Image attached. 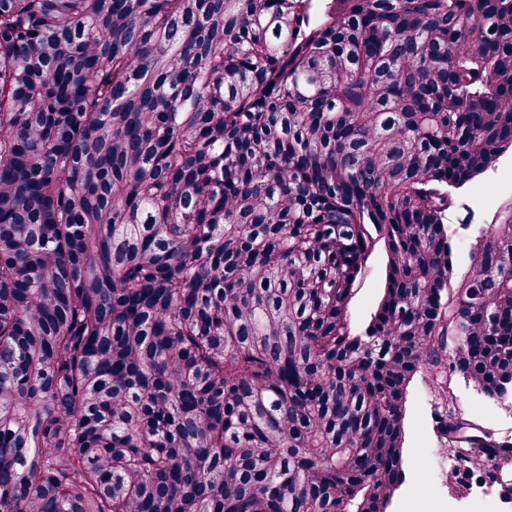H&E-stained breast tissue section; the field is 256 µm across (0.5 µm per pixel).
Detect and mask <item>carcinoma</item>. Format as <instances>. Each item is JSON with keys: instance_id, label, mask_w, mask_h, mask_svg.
<instances>
[{"instance_id": "carcinoma-1", "label": "carcinoma", "mask_w": 512, "mask_h": 512, "mask_svg": "<svg viewBox=\"0 0 512 512\" xmlns=\"http://www.w3.org/2000/svg\"><path fill=\"white\" fill-rule=\"evenodd\" d=\"M512 0H0V512H387L435 376L512 462ZM383 295L353 329L378 243ZM511 178L512 152L507 151L498 159L492 169L458 191L461 201L467 204L472 211V224H489L495 211L512 206V193L509 189ZM490 191H493L494 204L486 206L482 203V199ZM493 195H487L486 201L490 200ZM451 388L455 403L463 409L466 414L475 418L486 428L495 431L494 414L496 413L503 419H508L510 410L512 409L510 400L506 402L507 406L493 402L481 395L472 383L461 376H455L453 378ZM498 407H503L504 409L500 410Z\"/></svg>"}]
</instances>
